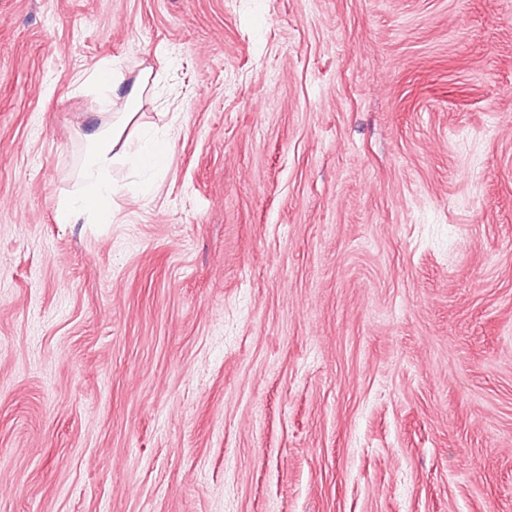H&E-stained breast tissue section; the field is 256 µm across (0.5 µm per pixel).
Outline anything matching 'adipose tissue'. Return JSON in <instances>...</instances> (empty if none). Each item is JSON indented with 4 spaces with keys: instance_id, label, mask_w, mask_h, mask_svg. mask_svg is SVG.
<instances>
[{
    "instance_id": "1",
    "label": "adipose tissue",
    "mask_w": 512,
    "mask_h": 512,
    "mask_svg": "<svg viewBox=\"0 0 512 512\" xmlns=\"http://www.w3.org/2000/svg\"><path fill=\"white\" fill-rule=\"evenodd\" d=\"M79 80L97 89L95 106L84 133L88 150L78 173L81 189L57 200L55 221L109 224L115 219L112 199L124 191L123 186L109 179V170L117 164L126 166L141 178L140 183L132 185V193L149 194L152 178L161 175L168 166L172 140L163 128L141 131L133 139L125 135L146 92L151 89L150 76H142L125 86L115 79L106 64L98 63L83 71Z\"/></svg>"
}]
</instances>
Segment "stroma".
I'll return each mask as SVG.
<instances>
[{
  "label": "stroma",
  "instance_id": "35a3bbf8",
  "mask_svg": "<svg viewBox=\"0 0 512 512\" xmlns=\"http://www.w3.org/2000/svg\"><path fill=\"white\" fill-rule=\"evenodd\" d=\"M510 88L512 0H0V512H512ZM152 70L128 85L120 94L121 79L105 63H96L83 71L78 79L81 85L97 89L95 106L90 112L84 132L88 145L84 164L78 172L81 190L73 195L60 197L55 206L58 224H78L81 219L89 224H111L115 215L112 199L125 191L147 195L151 192L149 180L125 187L112 183L108 172L112 166L123 164L136 176L157 177L168 166L172 139L163 128L141 131L135 139L126 138V127L136 118L145 93L151 90ZM152 79V80H151ZM114 99L123 100L126 112L117 122L112 121Z\"/></svg>",
  "mask_w": 512,
  "mask_h": 512
}]
</instances>
